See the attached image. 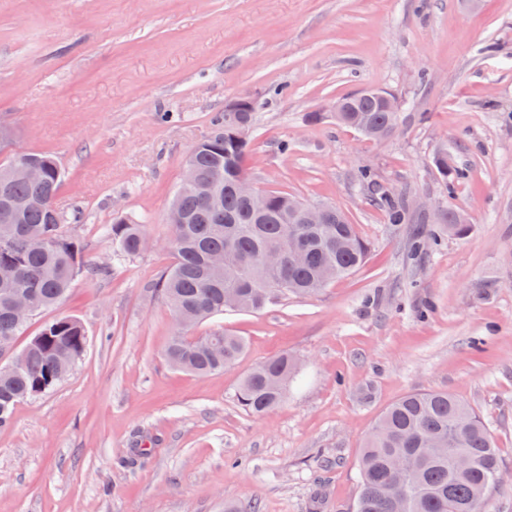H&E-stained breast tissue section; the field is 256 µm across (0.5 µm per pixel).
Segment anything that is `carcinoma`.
<instances>
[{
  "instance_id": "obj_1",
  "label": "carcinoma",
  "mask_w": 512,
  "mask_h": 512,
  "mask_svg": "<svg viewBox=\"0 0 512 512\" xmlns=\"http://www.w3.org/2000/svg\"><path fill=\"white\" fill-rule=\"evenodd\" d=\"M357 119L376 130L391 122L380 97L349 98ZM249 145L235 141L224 118L194 150L199 182L211 186L212 198L179 186L174 208L183 220L171 225L167 247L173 263L158 282V291L188 327L171 339L166 356L180 370L204 376L234 364L244 353L242 337L226 330L195 336L192 328L224 314V295H235L237 310L257 312L293 297L311 296L325 284L350 275L364 264L366 241L347 216L328 224L288 223V194H268L264 210L236 194L232 182L247 176L243 166ZM43 171L38 182L0 185V340L16 339L25 323L16 321L11 303L16 293L34 300V311L50 309L65 298L82 268L80 251L65 230L66 218L55 206L63 172L56 158L32 152ZM444 180L453 183L463 172L444 155L436 161ZM21 200L19 211L11 204ZM377 204L391 224L406 221L404 202L378 193ZM116 256H134L147 238L143 225H112ZM88 336L70 317L44 324L24 346L23 360L0 368V428L9 425L15 406L53 388L83 356ZM295 361L280 355L254 367L235 392L240 408L262 415L285 398ZM470 458L457 469L455 455ZM500 456L479 413L445 392L413 393L392 403L366 438L359 458V495L355 512H483L486 491L498 483Z\"/></svg>"
}]
</instances>
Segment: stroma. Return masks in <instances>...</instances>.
I'll use <instances>...</instances> for the list:
<instances>
[{
  "instance_id": "stroma-1",
  "label": "stroma",
  "mask_w": 512,
  "mask_h": 512,
  "mask_svg": "<svg viewBox=\"0 0 512 512\" xmlns=\"http://www.w3.org/2000/svg\"><path fill=\"white\" fill-rule=\"evenodd\" d=\"M365 87L401 103L386 140L330 110ZM241 95L258 102L250 179L344 210L370 252L314 296L198 324L248 343L198 377L165 360L179 325L156 287L162 243L184 159ZM0 125V160L56 157V205L84 214L66 230L84 264L112 269L78 273L17 338L68 316L88 347L0 429V512H353L365 438L422 391L480 413L501 459L484 510L512 512V0H0ZM443 152L465 171L452 188ZM378 186L407 223L387 222ZM451 211L467 236L448 234ZM126 219L151 245L119 257L109 228ZM425 227L437 243L411 255ZM284 353L285 401L246 413L240 380Z\"/></svg>"
}]
</instances>
